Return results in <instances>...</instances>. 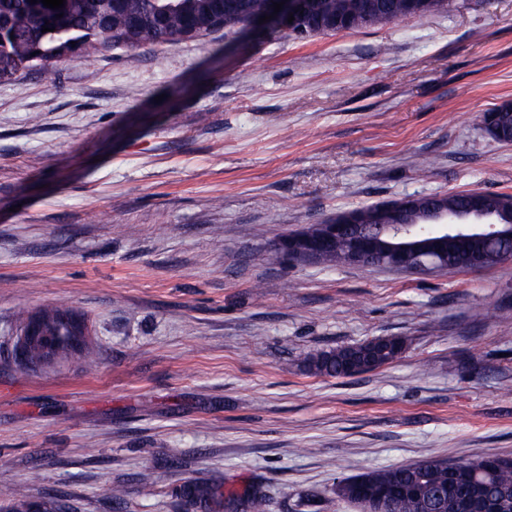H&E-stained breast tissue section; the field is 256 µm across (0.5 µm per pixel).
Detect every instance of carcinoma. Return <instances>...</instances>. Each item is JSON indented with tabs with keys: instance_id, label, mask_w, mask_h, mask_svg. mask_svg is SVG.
<instances>
[{
	"instance_id": "obj_1",
	"label": "carcinoma",
	"mask_w": 512,
	"mask_h": 512,
	"mask_svg": "<svg viewBox=\"0 0 512 512\" xmlns=\"http://www.w3.org/2000/svg\"><path fill=\"white\" fill-rule=\"evenodd\" d=\"M264 0H66L54 10L30 0H0V19L16 34L10 52L0 58V79L23 69L53 61H72L102 48H138L172 40L175 35L199 39L220 30L242 31L249 16L263 8ZM448 0H419L416 15L428 17L447 9ZM409 16L408 0H372V14H364L363 0H311L308 10L295 22L297 36L329 34L331 21L354 31L393 22ZM49 25L55 31L42 32ZM44 320L45 340L30 348L33 363L60 354L78 357L87 372L97 368L91 351L83 346L70 323L78 316L59 308L39 311ZM404 350L399 337L373 339L353 347L332 349L312 362L313 369L329 376H349L377 369L397 359ZM448 485V460L430 459L407 466L367 470L336 483V495L354 504L397 493L398 512H422L414 490ZM457 490L494 494L512 503V458L495 454L469 460L460 473ZM185 505L204 512H229L239 501L224 484L186 481ZM246 512H266L265 495L254 490L242 501Z\"/></svg>"
}]
</instances>
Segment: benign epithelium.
Wrapping results in <instances>:
<instances>
[{"label": "benign epithelium", "instance_id": "benign-epithelium-1", "mask_svg": "<svg viewBox=\"0 0 512 512\" xmlns=\"http://www.w3.org/2000/svg\"><path fill=\"white\" fill-rule=\"evenodd\" d=\"M284 2L274 12L273 3ZM309 0H264L265 9L250 16L249 24L266 27L276 23L289 29L288 17L306 11ZM269 19L259 22L260 17ZM480 192L470 193L468 207L448 208L429 205L420 219L410 220L418 210L416 198H406L371 207L363 214L319 226L313 235L305 230L287 235L278 245L290 256L318 261L332 252L334 242L349 240L346 261L353 265L367 262L411 273H443L459 266H494L512 260V223H504L486 212L478 203ZM479 240L500 244L495 250L463 253L455 248L460 242Z\"/></svg>", "mask_w": 512, "mask_h": 512}]
</instances>
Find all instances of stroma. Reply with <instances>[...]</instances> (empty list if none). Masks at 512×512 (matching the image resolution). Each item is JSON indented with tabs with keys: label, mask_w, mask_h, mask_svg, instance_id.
I'll list each match as a JSON object with an SVG mask.
<instances>
[{
	"label": "stroma",
	"mask_w": 512,
	"mask_h": 512,
	"mask_svg": "<svg viewBox=\"0 0 512 512\" xmlns=\"http://www.w3.org/2000/svg\"><path fill=\"white\" fill-rule=\"evenodd\" d=\"M506 101L512 0L112 47L0 81V490L183 512L195 479L260 488L267 512H360L338 480L512 457V261L437 276L267 261L363 206L512 194V144L480 122ZM52 306L84 319L95 372L15 362L19 310ZM393 336L405 349L376 370L308 367Z\"/></svg>",
	"instance_id": "stroma-1"
}]
</instances>
